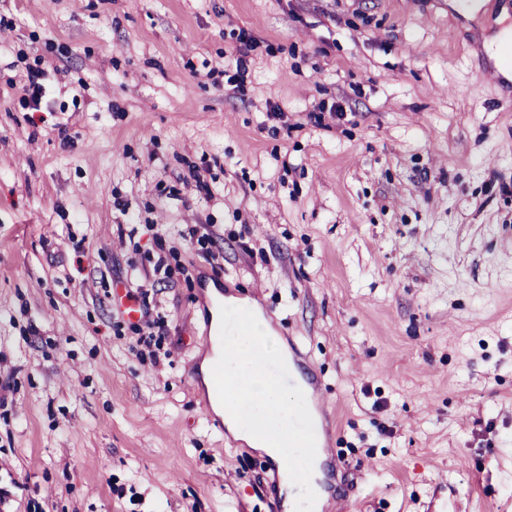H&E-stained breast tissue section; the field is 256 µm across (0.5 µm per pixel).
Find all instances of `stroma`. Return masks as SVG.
<instances>
[{"instance_id":"obj_1","label":"stroma","mask_w":512,"mask_h":512,"mask_svg":"<svg viewBox=\"0 0 512 512\" xmlns=\"http://www.w3.org/2000/svg\"><path fill=\"white\" fill-rule=\"evenodd\" d=\"M483 2L0 0V512H270L202 405L210 282L316 382L345 512H512Z\"/></svg>"}]
</instances>
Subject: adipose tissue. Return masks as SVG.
Segmentation results:
<instances>
[{
  "mask_svg": "<svg viewBox=\"0 0 512 512\" xmlns=\"http://www.w3.org/2000/svg\"><path fill=\"white\" fill-rule=\"evenodd\" d=\"M210 350L200 364L199 373L214 414L220 417L227 432L236 440L258 450L273 463H280L292 442L288 425L294 414L292 398L271 378L258 370L251 358L254 348H262L266 357L281 366H291L288 348L273 332L260 308H252L248 320L239 327L227 322V312L240 307L241 299L223 296L210 290ZM223 375L225 383L249 382L254 412L239 416L226 395L218 393L213 381Z\"/></svg>",
  "mask_w": 512,
  "mask_h": 512,
  "instance_id": "adipose-tissue-1",
  "label": "adipose tissue"
}]
</instances>
